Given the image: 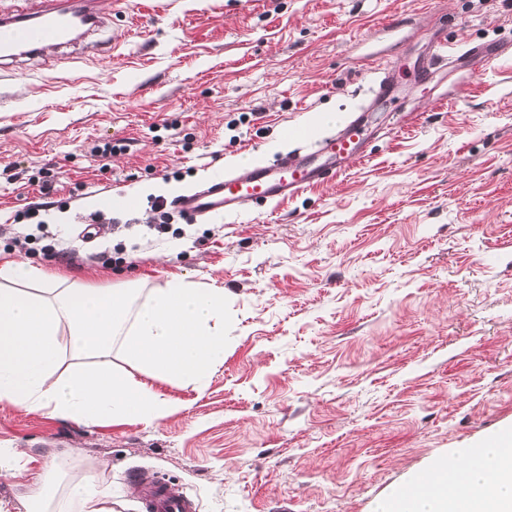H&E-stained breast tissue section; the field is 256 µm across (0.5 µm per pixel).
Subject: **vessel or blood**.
Segmentation results:
<instances>
[{"label": "vessel or blood", "instance_id": "vessel-or-blood-1", "mask_svg": "<svg viewBox=\"0 0 512 512\" xmlns=\"http://www.w3.org/2000/svg\"><path fill=\"white\" fill-rule=\"evenodd\" d=\"M101 19L98 0H36L20 12L2 13L0 66L13 65L20 58L70 43L73 22L93 28ZM507 52V47L501 45L477 43L460 53L438 36L433 40L432 56L454 71L461 67L463 58L489 65ZM372 66L379 75L374 101L390 100L394 88L393 60L376 59ZM366 113V108H359L350 114L341 129L321 137L309 129H296L293 136L300 143L296 151L268 161L227 168L223 174L174 197L170 207L173 212L191 218L230 216L247 208L283 203L335 180L350 161L365 157ZM133 483L145 512H196L193 500L161 477L137 474Z\"/></svg>", "mask_w": 512, "mask_h": 512}]
</instances>
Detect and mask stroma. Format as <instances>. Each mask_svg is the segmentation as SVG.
I'll return each mask as SVG.
<instances>
[{
	"label": "stroma",
	"mask_w": 512,
	"mask_h": 512,
	"mask_svg": "<svg viewBox=\"0 0 512 512\" xmlns=\"http://www.w3.org/2000/svg\"><path fill=\"white\" fill-rule=\"evenodd\" d=\"M155 3L100 0L79 42L0 70V256L99 286L130 270L146 289L221 288L224 363L200 393L154 381L182 405L157 426L0 403V447L77 449L112 512H142L141 470L197 512H374L512 430V53L418 80L431 31L512 46V0H175L161 17ZM382 56L406 96L336 181L160 218L157 199L294 149L285 128L348 116ZM125 194L137 210L99 204Z\"/></svg>",
	"instance_id": "35a3bbf8"
}]
</instances>
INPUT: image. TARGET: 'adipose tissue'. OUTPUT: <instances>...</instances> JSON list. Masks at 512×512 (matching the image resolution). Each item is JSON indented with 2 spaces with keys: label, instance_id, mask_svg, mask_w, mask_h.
Masks as SVG:
<instances>
[{
  "label": "adipose tissue",
  "instance_id": "ef3b65f1",
  "mask_svg": "<svg viewBox=\"0 0 512 512\" xmlns=\"http://www.w3.org/2000/svg\"><path fill=\"white\" fill-rule=\"evenodd\" d=\"M224 362V291L182 278L143 291L100 287L30 262L0 261V403L84 426H157L178 400L153 380L203 389ZM479 469L422 490L407 512H512V450L490 437ZM74 449L45 454L24 512H112V488L73 467Z\"/></svg>",
  "mask_w": 512,
  "mask_h": 512
}]
</instances>
